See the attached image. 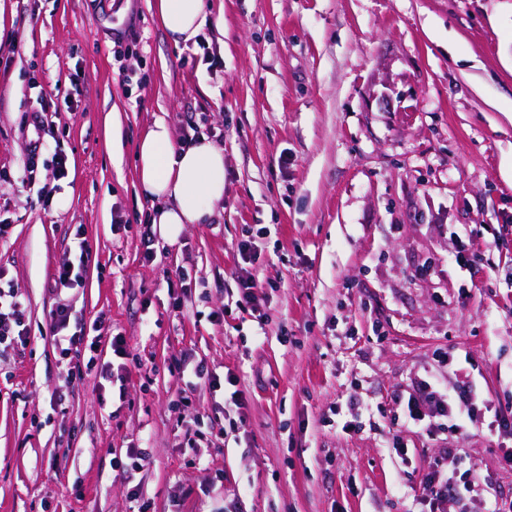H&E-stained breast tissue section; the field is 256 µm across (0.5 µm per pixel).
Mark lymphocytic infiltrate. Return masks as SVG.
Returning a JSON list of instances; mask_svg holds the SVG:
<instances>
[{
    "mask_svg": "<svg viewBox=\"0 0 512 512\" xmlns=\"http://www.w3.org/2000/svg\"><path fill=\"white\" fill-rule=\"evenodd\" d=\"M242 261L241 272L236 280L238 309L254 318L262 312L257 298L263 288L262 282L253 275L251 268L257 260L252 240L244 239L238 244ZM83 275L73 263H62L53 278V290L60 300L51 312V328L61 344V353L67 364V378H75L82 371H98L100 377L111 378V364H98L97 354L101 349H110L118 358H128V344L124 336L113 334H90L82 317L77 316L67 299L65 291L79 286ZM28 329L24 323L23 303L14 291L0 290V353L16 345L26 343ZM491 403L480 398L470 381H459L455 391H447L433 373L418 378L412 392L395 401L393 416L403 424L418 428L425 434L445 428L454 437V445L442 450L440 457L430 462L417 494L420 504L427 512H446L450 499L474 495L492 497L491 512H512V499L500 497L492 482H457L448 475L445 464L456 458L457 441L469 438L475 423Z\"/></svg>",
    "mask_w": 512,
    "mask_h": 512,
    "instance_id": "f902f5d3",
    "label": "lymphocytic infiltrate"
}]
</instances>
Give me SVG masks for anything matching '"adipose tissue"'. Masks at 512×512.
Listing matches in <instances>:
<instances>
[{
	"label": "adipose tissue",
	"mask_w": 512,
	"mask_h": 512,
	"mask_svg": "<svg viewBox=\"0 0 512 512\" xmlns=\"http://www.w3.org/2000/svg\"><path fill=\"white\" fill-rule=\"evenodd\" d=\"M162 27L174 43H196L212 14L210 0H157ZM138 180L156 201L152 221L169 239L186 224H209L224 199V150L207 136L191 144H175L161 119L135 146Z\"/></svg>",
	"instance_id": "obj_1"
}]
</instances>
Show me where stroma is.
Here are the masks:
<instances>
[{"label":"stroma","mask_w":512,"mask_h":512,"mask_svg":"<svg viewBox=\"0 0 512 512\" xmlns=\"http://www.w3.org/2000/svg\"><path fill=\"white\" fill-rule=\"evenodd\" d=\"M155 3L10 0L0 24V287L29 330L0 354V512H415L448 433L368 410L427 370L456 387L434 356L448 348L512 413V0H212L201 47L174 45ZM159 118L177 138L216 128L224 209L156 233L147 261L134 149ZM477 224L482 264L450 266V228ZM248 235L262 328L235 306ZM67 260L85 263L75 312L128 342L112 380L63 377L51 286ZM181 273L198 286L178 302ZM185 361L234 373L244 405L222 389L181 401ZM461 448L449 473L512 497L487 425Z\"/></svg>","instance_id":"35a3bbf8"}]
</instances>
